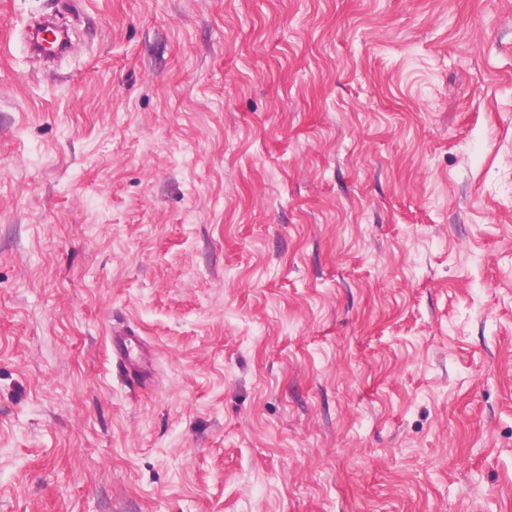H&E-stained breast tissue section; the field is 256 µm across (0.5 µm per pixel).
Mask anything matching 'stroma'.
I'll list each match as a JSON object with an SVG mask.
<instances>
[{
    "mask_svg": "<svg viewBox=\"0 0 512 512\" xmlns=\"http://www.w3.org/2000/svg\"><path fill=\"white\" fill-rule=\"evenodd\" d=\"M5 38L0 512H512V0ZM112 356L115 358L116 365L126 370V375L132 380L143 382L145 377L144 371L131 370L130 362L134 349L139 345L137 336H133L131 332H118L112 336Z\"/></svg>",
    "mask_w": 512,
    "mask_h": 512,
    "instance_id": "1",
    "label": "stroma"
}]
</instances>
